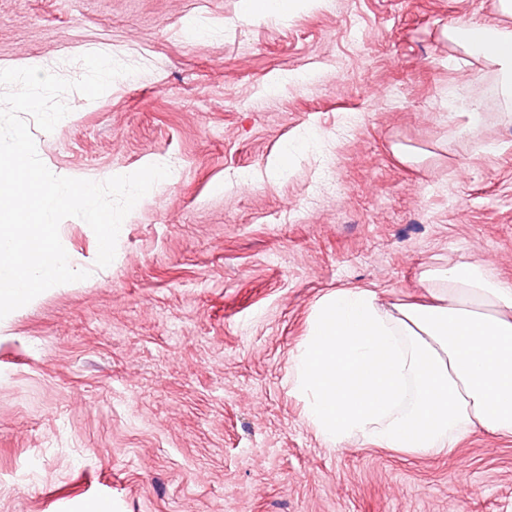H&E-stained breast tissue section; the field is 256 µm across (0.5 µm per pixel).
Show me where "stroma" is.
<instances>
[{
	"label": "stroma",
	"mask_w": 512,
	"mask_h": 512,
	"mask_svg": "<svg viewBox=\"0 0 512 512\" xmlns=\"http://www.w3.org/2000/svg\"><path fill=\"white\" fill-rule=\"evenodd\" d=\"M498 19L496 0H317L255 20L239 0H0V66L76 80L100 52L139 72L67 93L65 124L32 128L52 173L171 170L107 267L64 219L88 278L0 319V512H512V440L333 448L288 386L323 295L414 296L422 263L461 257L512 279V118L442 34ZM191 21L206 37L186 40ZM288 143V174L269 178Z\"/></svg>",
	"instance_id": "1"
}]
</instances>
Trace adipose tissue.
<instances>
[{"label":"adipose tissue","instance_id":"1","mask_svg":"<svg viewBox=\"0 0 512 512\" xmlns=\"http://www.w3.org/2000/svg\"><path fill=\"white\" fill-rule=\"evenodd\" d=\"M495 24L445 28L454 60L491 69L512 106V0ZM423 301L341 288L315 304L289 370L291 391L332 447L447 455L481 430L512 439V281L478 262L422 264Z\"/></svg>","mask_w":512,"mask_h":512}]
</instances>
